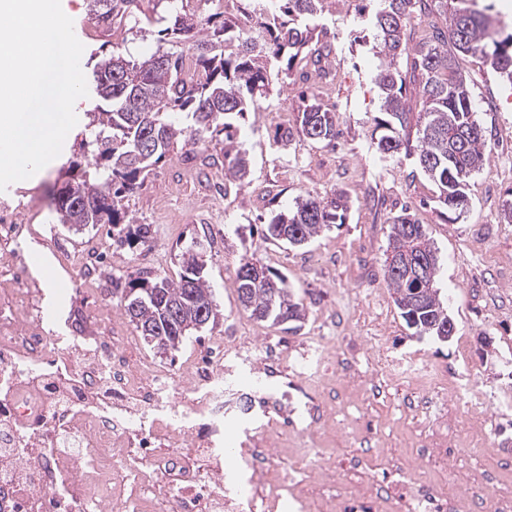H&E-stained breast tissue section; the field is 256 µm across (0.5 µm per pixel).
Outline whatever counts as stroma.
<instances>
[{
  "mask_svg": "<svg viewBox=\"0 0 512 512\" xmlns=\"http://www.w3.org/2000/svg\"><path fill=\"white\" fill-rule=\"evenodd\" d=\"M87 4L61 0L84 46L81 68L86 74L111 52L136 61L150 56L159 48L158 30L176 12L206 16L224 9L222 0H139L137 20L106 31L90 19ZM378 7V0H325L322 23L336 36L334 74L325 80L311 69L273 80L257 111L243 123L250 134L245 147L251 174L240 189L215 197V185L224 181L223 137L203 145L181 137L141 189L122 201L136 223L149 225V241L163 258L158 271L169 278H178L185 246L211 241L203 253L204 275L221 310L216 327L203 329L178 350L160 353L142 342L130 345L132 361L153 359L175 369L197 355L210 336L220 334L258 342L284 335L293 350L319 331L330 338L320 377L301 389V403L290 418L321 441L336 483L327 485L306 469L297 441L276 444L274 463L285 473L288 489L273 512H299L295 496L313 503L368 477L375 481L371 497L381 504L404 495L412 484L428 485L465 469L488 476L490 485L512 497V464L488 456L492 445L512 437V223L501 217L505 201H512V94L486 57H459L476 118L486 130L487 160L473 177L470 206L457 219H447L433 185L415 173L411 161L380 158L373 144L382 101L376 83ZM307 92L334 112L335 145L310 141L296 131L287 144L276 143L282 127L295 130ZM78 151L75 135H67L57 158L0 191V207L9 208L7 220L0 221V284L10 280L6 253L45 251L49 229L57 223L61 168ZM335 192L349 200L345 224L302 248L263 240L260 217L288 210L307 195ZM404 208L425 225L439 250L440 286L457 327L450 341L413 335L384 280L389 219ZM10 223L28 225L27 237L11 241L6 233ZM69 238L75 254L98 245L104 286L142 271L136 252L113 244L111 225L89 226ZM244 257L287 276L307 308L300 330L285 331L240 309L236 276ZM86 301L83 293H60L59 330L97 334ZM385 353L417 355L429 366L455 370L443 438L435 436L432 387L384 369ZM473 383L487 393L478 404L461 394Z\"/></svg>",
  "mask_w": 512,
  "mask_h": 512,
  "instance_id": "35a3bbf8",
  "label": "stroma"
}]
</instances>
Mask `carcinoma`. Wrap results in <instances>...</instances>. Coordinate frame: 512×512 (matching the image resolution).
<instances>
[{
	"instance_id": "carcinoma-1",
	"label": "carcinoma",
	"mask_w": 512,
	"mask_h": 512,
	"mask_svg": "<svg viewBox=\"0 0 512 512\" xmlns=\"http://www.w3.org/2000/svg\"><path fill=\"white\" fill-rule=\"evenodd\" d=\"M134 0H90L98 22L128 17ZM253 5L255 24L244 28L215 13L205 21L186 14L175 17L161 32L172 50L133 63L119 53L102 58L92 70L93 94L98 104L88 114L85 130L94 137L97 154L85 165L70 159L61 192L75 200L57 205L63 227L79 231L92 224H110L114 242L133 249L147 242L150 225H133L120 201L135 193L152 167L166 156L176 139L188 136L199 144L207 135H224V191L239 187L250 174V161L240 144V120L255 110L256 94L267 90L271 62L289 77L300 60L329 66L333 52L327 29L316 33L311 25L323 11V0H269ZM427 0H380L375 14L382 58L376 80L384 92L381 116L376 120L377 151L383 158L404 154L435 186V198L448 212L471 203V179L486 161V138L476 119L465 77L456 68L461 54L487 57L498 76L512 83V32L491 26L474 0H438L449 7L448 26L437 28L426 41L408 46L405 28ZM235 46L231 53L227 45ZM411 52L425 76L423 108L410 111L403 98L404 80L395 67L397 56ZM296 131L307 139L331 145L336 140L334 113L312 103L300 113ZM101 204L87 210L79 202L86 191ZM348 201L341 193L314 196L266 223L264 238L290 246L312 242L324 230L345 222ZM192 242L181 254V272L174 281L147 274L125 283L120 303L143 339L166 340L164 351L177 350L193 332L217 325L219 311L212 289L203 277L200 249ZM437 249L424 228L402 210L392 217L384 277L393 290V302L408 328L417 336L453 337L456 326L440 297ZM236 293L240 308L251 317L273 325L305 319L302 301L275 269L242 258Z\"/></svg>"
}]
</instances>
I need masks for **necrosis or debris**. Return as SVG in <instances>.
I'll list each match as a JSON object with an SVG mask.
<instances>
[{"mask_svg":"<svg viewBox=\"0 0 512 512\" xmlns=\"http://www.w3.org/2000/svg\"><path fill=\"white\" fill-rule=\"evenodd\" d=\"M12 263L0 290V469L13 471L0 494L10 512H265L279 499L286 478L267 449L242 450L228 470L221 460L226 423L251 422L255 401L283 411L292 400L285 389L260 395L253 380H234L236 368L271 369L284 352L220 335L178 371L135 366L103 303L91 310L100 335L45 330L29 266ZM412 512H512V499L490 486L474 498L436 484Z\"/></svg>","mask_w":512,"mask_h":512,"instance_id":"1","label":"necrosis or debris"}]
</instances>
